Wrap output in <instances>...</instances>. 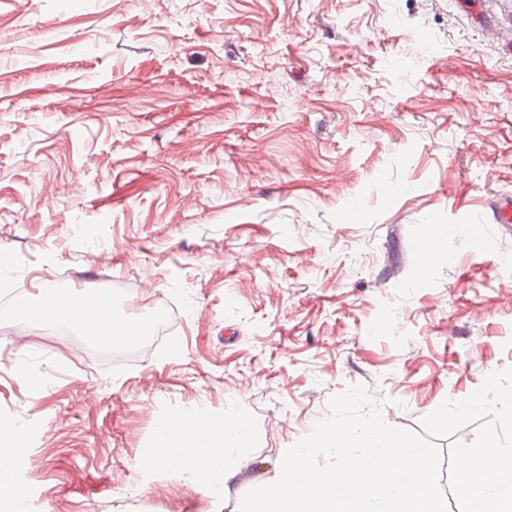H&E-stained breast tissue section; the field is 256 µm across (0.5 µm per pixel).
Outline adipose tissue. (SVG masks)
I'll list each match as a JSON object with an SVG mask.
<instances>
[{
    "label": "adipose tissue",
    "instance_id": "ef3b65f1",
    "mask_svg": "<svg viewBox=\"0 0 512 512\" xmlns=\"http://www.w3.org/2000/svg\"><path fill=\"white\" fill-rule=\"evenodd\" d=\"M41 306L59 315L61 321L78 324L88 337L106 345L119 346L135 336L134 324L112 311L105 295L74 300L54 293L45 294ZM495 434H488L486 445L473 449L459 464L457 495L471 503L477 512H512V457L492 454ZM249 429L245 422L216 426L193 417L188 421L163 424L148 451L150 460H174L194 472L207 473L225 449H239L248 455Z\"/></svg>",
    "mask_w": 512,
    "mask_h": 512
}]
</instances>
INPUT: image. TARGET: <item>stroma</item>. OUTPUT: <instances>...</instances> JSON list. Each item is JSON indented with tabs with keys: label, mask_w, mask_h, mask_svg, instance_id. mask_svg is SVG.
Here are the masks:
<instances>
[{
	"label": "stroma",
	"mask_w": 512,
	"mask_h": 512,
	"mask_svg": "<svg viewBox=\"0 0 512 512\" xmlns=\"http://www.w3.org/2000/svg\"><path fill=\"white\" fill-rule=\"evenodd\" d=\"M0 0V420L26 512H240L365 385L460 461L512 452V0ZM111 291L99 349L44 292ZM475 392L484 406L464 412ZM244 418L203 486L161 423ZM234 469L225 479V469ZM512 220V198L495 200L491 202L486 210L485 224H511ZM23 443V433L14 423L3 422L0 424V457L2 453L10 455V448H20Z\"/></svg>",
	"instance_id": "35a3bbf8"
}]
</instances>
